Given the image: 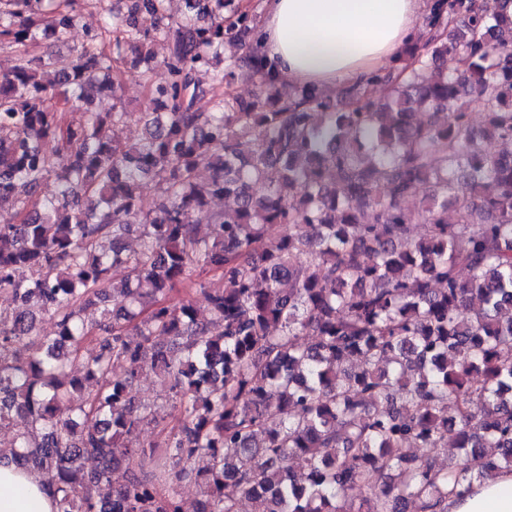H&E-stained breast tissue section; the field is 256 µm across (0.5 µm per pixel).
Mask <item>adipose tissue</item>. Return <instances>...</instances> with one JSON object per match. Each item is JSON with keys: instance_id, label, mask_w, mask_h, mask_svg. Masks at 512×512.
I'll use <instances>...</instances> for the list:
<instances>
[{"instance_id": "ef3b65f1", "label": "adipose tissue", "mask_w": 512, "mask_h": 512, "mask_svg": "<svg viewBox=\"0 0 512 512\" xmlns=\"http://www.w3.org/2000/svg\"><path fill=\"white\" fill-rule=\"evenodd\" d=\"M424 0H265L261 52L280 78L334 93L366 85L419 38ZM37 472L0 463V512H57ZM448 512H512V472L449 498Z\"/></svg>"}]
</instances>
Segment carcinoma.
Listing matches in <instances>:
<instances>
[{
	"instance_id": "carcinoma-1",
	"label": "carcinoma",
	"mask_w": 512,
	"mask_h": 512,
	"mask_svg": "<svg viewBox=\"0 0 512 512\" xmlns=\"http://www.w3.org/2000/svg\"><path fill=\"white\" fill-rule=\"evenodd\" d=\"M3 2L15 9H0V37L15 44L75 20L47 0ZM227 2L187 0L174 20L167 0H129L116 56L89 44L56 70L22 60L0 76V201L19 205L0 211V294L16 302L0 311V428L13 430L0 459L39 472L58 512H182L186 478L200 512L243 498L252 512H444L460 482L512 471V166L491 151L512 142V0H432L409 77L371 78L381 103L360 86L287 87L256 52L214 69L233 39ZM127 47L168 73L132 144L114 132L124 108L88 107L91 92L121 101ZM201 68L262 85L202 112ZM47 139L66 153L58 169ZM416 197L418 215L405 208ZM215 199L202 236L194 215ZM187 282L209 317L173 298ZM42 313L55 335H37ZM145 370L178 412L149 451L137 433L160 422L131 396ZM448 446L462 466L411 454Z\"/></svg>"
}]
</instances>
